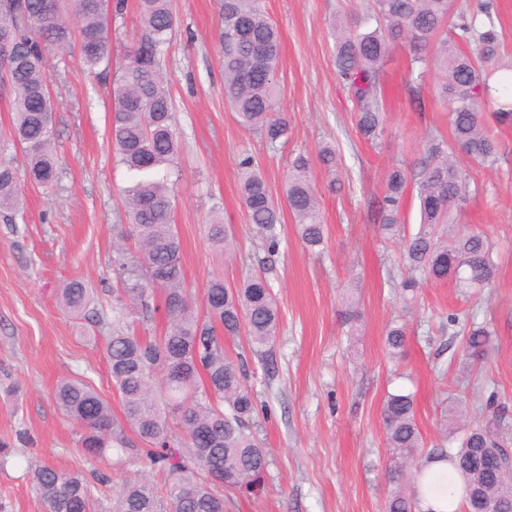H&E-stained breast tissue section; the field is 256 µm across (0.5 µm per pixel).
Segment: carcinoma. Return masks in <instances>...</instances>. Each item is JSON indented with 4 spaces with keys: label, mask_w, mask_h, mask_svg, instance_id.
I'll return each instance as SVG.
<instances>
[{
    "label": "carcinoma",
    "mask_w": 512,
    "mask_h": 512,
    "mask_svg": "<svg viewBox=\"0 0 512 512\" xmlns=\"http://www.w3.org/2000/svg\"><path fill=\"white\" fill-rule=\"evenodd\" d=\"M1 83L12 90L10 135L21 146L31 182L48 187L58 175L52 141L53 96L45 78L46 54L66 49L78 39L82 63L91 73L109 68L112 38L106 0H0ZM262 0H218L220 44L224 63V99L243 127L277 146L287 138L288 121L280 112L277 66L280 37ZM144 34L129 50L113 87L112 137L129 175L123 189L127 235L141 258L117 252L121 287L112 289L111 315L96 323L110 332L106 357L123 417L86 382L60 381L53 399L64 417L80 430L79 447L94 460L115 456L112 472L65 471L46 461L25 458V473L46 512H104L101 489L120 480L110 512H224V492L259 482L268 454L253 430L256 404L247 385L244 363H235L224 342L246 332L256 353L268 352L280 321L267 280L251 276L237 288L212 278L203 297V312L183 288L181 241L169 189L179 154L176 115L160 55L175 24L171 0H138ZM367 31L336 25V70L356 103L360 137L372 144L385 131L386 112L380 80L394 48L411 51L408 94L423 104V82L433 73L431 91L448 106L451 139L428 137L415 167L389 169L374 216L388 239H404L405 263L399 270V298L412 303L422 282L451 281L469 297L495 279L498 264L489 237L460 223L471 199L470 176L457 153L479 167L497 161L501 145L484 124L486 105L499 127L512 125V63L496 66L501 45L493 0L468 9L461 0H367ZM500 73L497 95L488 84V67ZM319 161L333 185H342L336 150L324 146ZM240 196L250 222L265 232L267 251L278 249L273 233L280 209L263 173L249 155L239 161ZM417 191L419 230L406 235L400 208L408 186ZM285 198L298 235L310 250L325 243L324 224L311 160L295 156L286 174ZM21 189L12 169L0 166V210H14ZM211 244L230 255L231 226L221 219L206 225ZM60 305L73 313L87 310L88 288L80 280L57 289ZM166 323L157 336H139L134 321L146 325L159 310ZM138 319H133V315ZM452 336L462 337L468 356L490 348L487 325L470 309L448 312ZM407 328L392 323L385 345L399 354ZM386 441L392 450L389 481L397 488L386 512H424L432 498L455 504L463 486V509L512 512V414L496 395L474 410L467 424L443 430V443L419 455V431L413 396L390 393L381 407ZM133 431L144 447L127 435ZM127 459L145 463L135 478L119 476Z\"/></svg>",
    "instance_id": "obj_1"
}]
</instances>
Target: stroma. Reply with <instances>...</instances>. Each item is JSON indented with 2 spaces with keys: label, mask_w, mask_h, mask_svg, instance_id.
Listing matches in <instances>:
<instances>
[{
  "label": "stroma",
  "mask_w": 512,
  "mask_h": 512,
  "mask_svg": "<svg viewBox=\"0 0 512 512\" xmlns=\"http://www.w3.org/2000/svg\"><path fill=\"white\" fill-rule=\"evenodd\" d=\"M281 37L277 78L288 139L269 148L240 126L224 103V65L218 40L217 0H173L175 29L163 67L176 107L181 144L178 175L170 186L174 222L183 248L185 286L202 301L212 277L236 287L265 274L276 295L281 325L269 357L251 355L246 337L227 342L245 355L248 385L257 404V435L268 452L260 494L232 493L225 512H385L392 489L381 407L387 394L414 396L424 449L441 443L449 391L497 393L512 409V127L491 168L474 167L478 186L462 218L496 244L498 275L478 303L479 318L494 330L487 358H468L461 343L440 331L448 312L465 307L448 282H424L404 307L394 277L401 241L384 240L374 200L392 165L414 166L427 134L448 135L447 109L432 97L411 101L407 48L385 69L386 131L378 147L362 140L355 105L339 79L333 23L355 26L363 0H263ZM112 64L90 74L77 48L52 50L46 76L55 103L52 137L58 177L47 188L29 181L19 147L8 134L10 93L0 88V163L11 165L22 189L14 221L0 217V443L17 454L66 471L94 463L78 446L79 429L56 409L52 393L64 378L88 380L121 414L105 357V333L88 316L60 307L56 290L79 279L91 288L95 311H106L119 282L117 248L139 253L127 238L122 189L126 171L111 138L113 85L129 46L141 35L138 0L109 15ZM332 144L340 161L341 192L329 190L316 170L326 226L321 251L307 249L290 213L276 226L279 248L268 252L240 201L238 162L252 156L273 197H281L289 161L316 157ZM219 212L236 235L232 258L208 241L205 226ZM356 301L346 317L345 297ZM409 326L399 357L385 348L390 322ZM0 501L8 512H44L16 461L0 468Z\"/></svg>",
  "instance_id": "stroma-1"
}]
</instances>
